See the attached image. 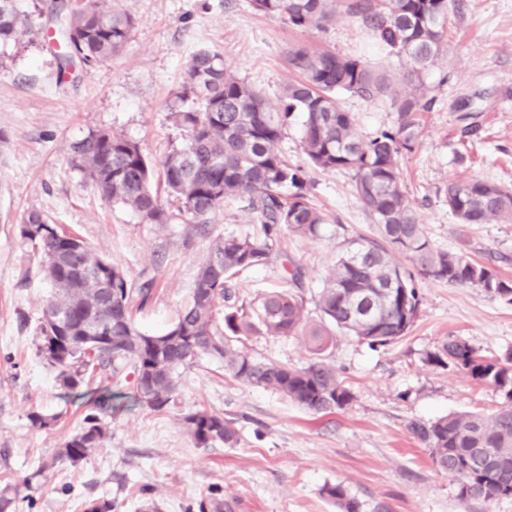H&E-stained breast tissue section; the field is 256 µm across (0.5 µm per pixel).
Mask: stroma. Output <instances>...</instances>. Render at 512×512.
<instances>
[{"mask_svg":"<svg viewBox=\"0 0 512 512\" xmlns=\"http://www.w3.org/2000/svg\"><path fill=\"white\" fill-rule=\"evenodd\" d=\"M136 27L111 63L76 69L60 79L42 33L0 47V485L29 487L36 507L20 512H84L87 501L111 500L115 512H137L153 494L159 512H186L211 494L224 512H337L323 494L342 484L361 512H512V498L464 502L408 431L451 413L491 416L502 399L490 385L430 362L449 337L479 354L512 352V303L481 289L422 279L419 315L400 341L378 349L336 333L324 352L354 398L316 416L282 395L233 379L205 357L184 372L174 403L162 411L134 399L135 377L113 385L118 408L108 437L77 465L36 476L75 433L90 397L67 394L57 371L37 355L42 309L52 294L38 248L22 239L19 216L41 210L50 224L73 231L120 267L133 287H150L146 305H132L144 333L167 330L195 287L209 240L252 234L259 225L243 202H226L207 235L191 225L159 228L129 209L102 201L73 167L68 147L92 129L138 142L152 164L181 142L169 108L186 78L192 53L218 51L238 78L277 103L293 79L289 51L328 48L380 71L397 66L374 32L337 14L327 31H299L257 12L250 0H112ZM433 104L424 133L404 156L405 186L425 233L437 249L494 266L512 279V224L459 223L444 201L449 180L474 178L512 188V0H456L448 18V50L424 76ZM361 138L390 127L386 97L343 94ZM314 204L327 221L314 237L281 235V255L234 277L250 301L285 288V260L303 272L308 317L320 322L313 296L350 240L373 234L372 220L344 171L314 175ZM243 342L259 359L301 368L313 354L301 336L249 330ZM204 410L234 421V447H195L181 426ZM54 417L38 428L31 414Z\"/></svg>","mask_w":512,"mask_h":512,"instance_id":"1","label":"stroma"}]
</instances>
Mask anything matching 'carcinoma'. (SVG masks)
<instances>
[{
    "label": "carcinoma",
    "mask_w": 512,
    "mask_h": 512,
    "mask_svg": "<svg viewBox=\"0 0 512 512\" xmlns=\"http://www.w3.org/2000/svg\"><path fill=\"white\" fill-rule=\"evenodd\" d=\"M253 8L301 30L326 29L344 13L375 32L399 61L411 92L391 100L393 126L363 140L355 116L337 101L342 93L384 96L390 79L358 58L328 49L298 46L289 64L299 79L288 82L271 109L264 94L224 66L218 52L199 49L190 58L187 80L171 108L183 137L164 158L163 177L180 206L170 210L150 187L151 163L136 142L109 130H91L70 145L71 162L99 196L122 205L145 224H193L200 233L228 200L247 203L260 233L229 234L210 240L196 285L177 321L165 332H141L130 314L133 295L141 301L151 289L132 288L126 274L82 238L58 231L46 215L30 209L19 218L23 238L37 245L54 293L42 311L38 350L59 369L62 388L79 393L97 374L118 379L130 368L136 402L161 411L175 400L183 372L210 357L224 371L250 386L278 392L314 415L341 410L353 393L336 368L321 358L332 340L329 328L351 333L371 348L388 346L414 325L420 298L414 275L455 286H472L512 301V280L486 264L436 249L419 224L407 195L401 158L423 133L428 111L422 75L445 53L448 12L454 0H251ZM58 29L59 72L76 66H103L131 39L133 18L107 0L66 4ZM15 0H0V44L19 41L33 29ZM302 116V148L310 166L347 171L357 198L375 224L377 238L356 241L336 257L317 293L322 324L307 322L302 271L288 270L294 289L265 293L249 306L236 305L231 280L243 271L268 264L280 246L282 230L314 237L325 215L310 198L307 172L293 165L280 142L296 115ZM448 209L461 224L512 223V189L479 179H456L445 191ZM407 255L413 270L395 255ZM396 279L397 295L377 291ZM260 325L272 336L306 337L315 358L303 368L253 357L239 334ZM431 362L458 369L493 386L502 395L498 411L483 417L449 414L429 423L412 421L411 434L429 450L433 464L456 482L463 501L512 498V354L487 358L462 338H450ZM112 415V392L93 400L80 429L34 476L65 463L77 464L103 445ZM198 448L231 447L237 430L224 417L195 411L182 417ZM339 512H360L361 504L341 484L323 489ZM17 489L0 490V512H16Z\"/></svg>",
    "instance_id": "1"
}]
</instances>
